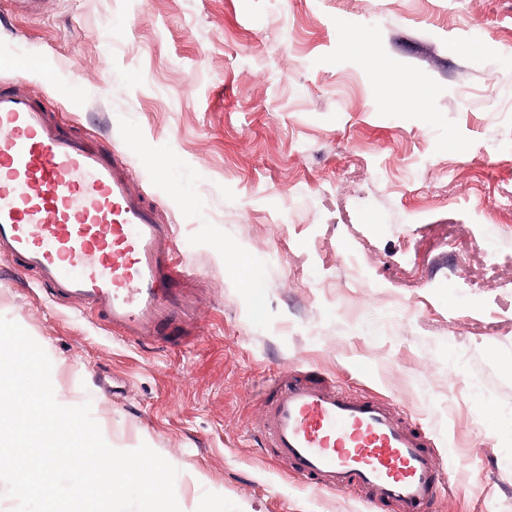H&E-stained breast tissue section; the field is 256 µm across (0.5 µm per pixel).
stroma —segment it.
Here are the masks:
<instances>
[{"label":"stroma","mask_w":512,"mask_h":512,"mask_svg":"<svg viewBox=\"0 0 512 512\" xmlns=\"http://www.w3.org/2000/svg\"><path fill=\"white\" fill-rule=\"evenodd\" d=\"M2 55L1 88L123 156L201 298L188 346L143 349L0 255L60 404L177 467L181 512H373L247 438L288 367L423 428L436 512H512V0H50L0 14Z\"/></svg>","instance_id":"obj_1"}]
</instances>
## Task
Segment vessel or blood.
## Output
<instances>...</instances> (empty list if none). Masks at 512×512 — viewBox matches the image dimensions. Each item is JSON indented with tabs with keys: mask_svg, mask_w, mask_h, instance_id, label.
Listing matches in <instances>:
<instances>
[{
	"mask_svg": "<svg viewBox=\"0 0 512 512\" xmlns=\"http://www.w3.org/2000/svg\"><path fill=\"white\" fill-rule=\"evenodd\" d=\"M0 253L51 298L76 301L117 338L185 344L196 295L171 225L123 159L65 130L24 90L0 91ZM257 447L323 490L352 489L382 512H428L444 484L430 438L394 404L282 375Z\"/></svg>",
	"mask_w": 512,
	"mask_h": 512,
	"instance_id": "b4317fda",
	"label": "vessel or blood"
}]
</instances>
